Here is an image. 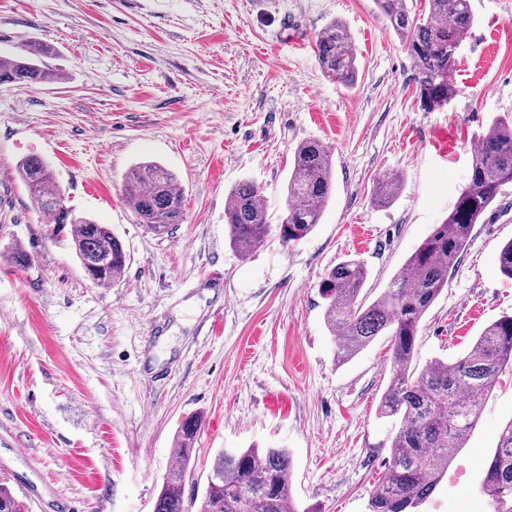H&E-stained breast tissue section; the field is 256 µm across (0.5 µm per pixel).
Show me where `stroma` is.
<instances>
[{
  "instance_id": "stroma-1",
  "label": "stroma",
  "mask_w": 512,
  "mask_h": 512,
  "mask_svg": "<svg viewBox=\"0 0 512 512\" xmlns=\"http://www.w3.org/2000/svg\"><path fill=\"white\" fill-rule=\"evenodd\" d=\"M458 95L421 111L415 71L374 0H0V56L50 44L55 84L0 83V170L29 155L62 201L110 225L129 265L109 286L84 274L68 228L0 181V483L37 512H153L181 421L204 422L194 481L219 450L287 449L293 493L313 512H365L395 429L377 407L393 368L388 337L347 362L324 323L318 283L362 262L378 296L467 185L472 149L512 117V0H470ZM357 48L353 87L323 74L313 47L332 21ZM322 141L335 190L302 242L277 234L248 256L229 246L231 188L256 182L271 224L286 208L296 147ZM178 175L185 219L168 235L139 224L129 170ZM402 188L373 202L383 175ZM512 240V187L473 228L418 336V366L455 359L512 315L497 267ZM512 421V368L487 395L465 448L422 512H491L482 468Z\"/></svg>"
}]
</instances>
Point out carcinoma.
I'll return each instance as SVG.
<instances>
[{
  "instance_id": "cac0c4a2",
  "label": "carcinoma",
  "mask_w": 512,
  "mask_h": 512,
  "mask_svg": "<svg viewBox=\"0 0 512 512\" xmlns=\"http://www.w3.org/2000/svg\"><path fill=\"white\" fill-rule=\"evenodd\" d=\"M386 25L402 41L415 70L416 94L423 111L447 107L459 89L452 75L456 54L474 25L470 0H424L411 14L406 0H375ZM323 73L345 87L357 77V50L348 29L333 21L316 37L314 47ZM51 49L22 40L9 57L0 58V82L44 84L61 80L59 69L43 65ZM18 178L37 208L54 223L70 225L75 254L82 268L103 262L92 278L98 286L119 281L127 255L107 224L77 217L64 207L48 164L27 156L16 165ZM512 184V118L496 119L479 138L471 157L467 186L453 209L406 259L385 291L370 301L363 295L364 265L343 261L330 269L318 288L325 301L324 319L338 341L337 359L345 361L378 336L390 338L393 374L379 403V414L399 422L391 439L384 474L373 487L368 512H421L448 471V449L463 448L476 427L481 405L499 372L512 366V315L489 324L464 355L448 362L431 361L421 371L412 367L421 322L448 287V274L467 248L475 224L503 188ZM334 188L332 154L319 140L297 146L286 186V210L277 225L285 246L311 234ZM401 189V176L378 180L374 200L390 203ZM124 196L137 222L163 235L184 221V196L178 177L156 162H141L126 177ZM259 187L243 180L228 193L224 223L230 246L246 256L271 232ZM500 273L512 279V240L497 254ZM203 420L182 421L175 445L178 462L164 478L154 512H189L185 504L194 444ZM293 460L284 448L223 450L207 475L198 512H314L300 509L292 493ZM482 490L492 512H512V420L498 435L487 460ZM0 512H23V505L0 484Z\"/></svg>"
}]
</instances>
